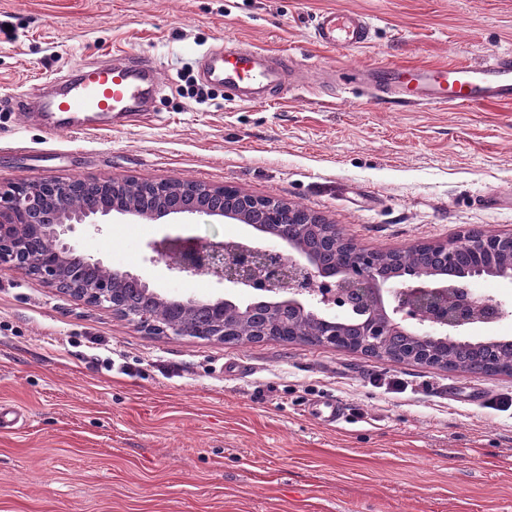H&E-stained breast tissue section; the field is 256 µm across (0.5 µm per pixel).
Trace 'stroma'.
Here are the masks:
<instances>
[{"label":"stroma","instance_id":"1","mask_svg":"<svg viewBox=\"0 0 512 512\" xmlns=\"http://www.w3.org/2000/svg\"><path fill=\"white\" fill-rule=\"evenodd\" d=\"M373 22L363 46L312 40L318 13ZM0 186L182 179L304 205L359 246L392 250L512 230V106L394 105L355 76L512 52V0H0ZM286 57L276 99L187 92L221 39ZM126 52L153 59L154 110L112 133L45 134L15 99ZM167 235L252 240L207 216L114 215L83 250L162 293L217 294L146 261ZM112 359L105 369L102 359ZM246 372H238L239 364ZM402 380V390L385 384ZM333 395L350 416L306 412ZM512 375H473L265 338L222 343L135 322L0 273V512H512ZM307 412L315 420L329 426L346 422L349 416L348 405L333 395L313 400L309 403Z\"/></svg>","mask_w":512,"mask_h":512}]
</instances>
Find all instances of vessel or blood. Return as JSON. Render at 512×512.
Masks as SVG:
<instances>
[{"label":"vessel or blood","instance_id":"1","mask_svg":"<svg viewBox=\"0 0 512 512\" xmlns=\"http://www.w3.org/2000/svg\"><path fill=\"white\" fill-rule=\"evenodd\" d=\"M369 17L339 10L319 14L313 41L323 48L359 47L369 40ZM288 73L286 61L270 62L264 50L232 42L210 50L200 75L224 88L230 100L253 103L278 94ZM378 91L407 105L462 107L512 103V54H495L478 65H385L376 68ZM159 83L152 61L130 55L81 67L65 92L48 97L38 119L46 134L111 131L135 125L149 113ZM310 416L333 426L349 416L346 403L326 395L309 403Z\"/></svg>","mask_w":512,"mask_h":512}]
</instances>
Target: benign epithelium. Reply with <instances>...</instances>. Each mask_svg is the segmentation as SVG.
Masks as SVG:
<instances>
[{
  "label": "benign epithelium",
  "mask_w": 512,
  "mask_h": 512,
  "mask_svg": "<svg viewBox=\"0 0 512 512\" xmlns=\"http://www.w3.org/2000/svg\"><path fill=\"white\" fill-rule=\"evenodd\" d=\"M58 193V211L50 224H32L38 213L42 186ZM69 182L50 179L25 182V190L12 185L0 192V269H23L39 284L57 291L67 290L94 307H105L123 315L116 302V272L93 284H76L65 275L67 262L79 255L89 263L101 264L85 255L68 240L77 225L101 231L110 212L74 211L68 201ZM275 239L298 254L287 259L274 249L230 242L219 238L165 236L146 245L148 261L162 263L177 276L203 274L216 284L240 289L269 300L270 311L283 305L305 315L317 310L342 309L360 318L366 352L377 351L384 337L407 335L416 330L420 344L432 350L439 344L459 340L462 331L475 325L492 324L512 316V300L480 302L472 287L475 278L492 276L512 279V232H487L465 241L475 258L466 277L445 279L436 271L386 279L379 274L371 250L349 248L347 263L338 273L321 270L320 259L300 253L298 238L284 224L272 225ZM493 256L498 263L484 264ZM175 302L184 306L210 305L222 316L210 334L214 340L240 335L243 308L222 296L196 299L182 295Z\"/></svg>",
  "instance_id": "benign-epithelium-1"
}]
</instances>
